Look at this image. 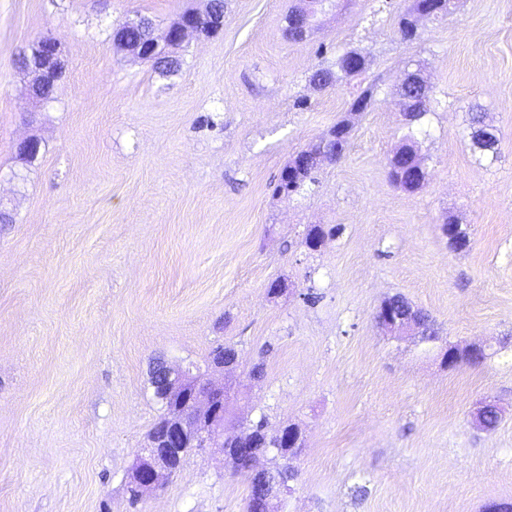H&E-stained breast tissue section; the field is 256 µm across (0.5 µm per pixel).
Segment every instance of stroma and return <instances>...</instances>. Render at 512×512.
Here are the masks:
<instances>
[{"label":"stroma","instance_id":"35a3bbf8","mask_svg":"<svg viewBox=\"0 0 512 512\" xmlns=\"http://www.w3.org/2000/svg\"><path fill=\"white\" fill-rule=\"evenodd\" d=\"M297 0H224V28L190 36L163 77L112 46L113 25L164 28L206 0H0V512H246L250 480L221 449L190 453L163 491L131 501V468L162 413L155 359L239 351L214 383L239 421L298 427V476L275 512H482L512 502V0H455L406 42L408 0H340L289 41ZM53 37L67 60L34 109L19 53ZM355 50L366 71L331 90L314 68ZM420 70L432 110L427 180L394 187L399 88ZM371 106L354 114L363 89ZM499 133L474 149L469 114ZM343 160L298 196L283 167L337 121ZM42 143L31 165L18 141ZM454 218L468 249L441 231ZM314 225L330 229L315 251ZM281 281L277 296L267 288ZM430 314L435 348L393 339L384 299ZM491 345L445 367L448 346ZM261 375H252L255 364ZM495 401V428L472 422Z\"/></svg>","mask_w":512,"mask_h":512}]
</instances>
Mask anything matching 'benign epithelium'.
Instances as JSON below:
<instances>
[{
    "label": "benign epithelium",
    "mask_w": 512,
    "mask_h": 512,
    "mask_svg": "<svg viewBox=\"0 0 512 512\" xmlns=\"http://www.w3.org/2000/svg\"><path fill=\"white\" fill-rule=\"evenodd\" d=\"M224 27V16L213 12L211 6L205 11H188L169 24L156 40L146 45L131 47L115 31L113 45L143 62L166 55L182 47L191 35L212 37ZM65 68L58 43L51 38H42L25 54L21 69L30 76L28 95L37 104L43 103L42 89L51 86L61 77ZM41 141L35 136L20 140L16 144L18 160L31 163L38 157ZM377 322L389 333L400 338L414 336L418 342L426 341L413 311L389 310L387 305L379 307ZM484 358V347L469 344L449 349L444 363L454 365L480 361ZM238 355L223 350L216 352L204 367L191 362L173 366L160 365L152 373L153 386L168 397L164 425L171 429L173 438L184 448H224V428L235 420V403L226 400L231 387L216 386L209 381L214 372L226 373L236 365ZM281 447L288 449L282 459H292L301 447L299 429L282 430L278 434ZM178 448H162L156 443L142 449L137 455L131 472V486L139 493H153L161 489L164 480L176 473L171 461L178 456Z\"/></svg>",
    "instance_id": "benign-epithelium-1"
}]
</instances>
